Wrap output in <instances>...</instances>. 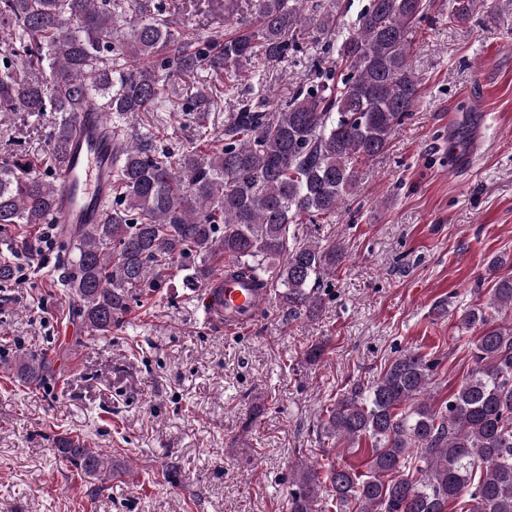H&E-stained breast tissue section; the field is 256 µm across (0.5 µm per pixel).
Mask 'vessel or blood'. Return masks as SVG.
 I'll return each instance as SVG.
<instances>
[{"label":"vessel or blood","mask_w":512,"mask_h":512,"mask_svg":"<svg viewBox=\"0 0 512 512\" xmlns=\"http://www.w3.org/2000/svg\"><path fill=\"white\" fill-rule=\"evenodd\" d=\"M114 150L101 114L82 113L70 157L58 177L55 225L100 222L102 205L112 196ZM202 295L209 316L223 324L225 332L235 333L256 319L270 291L249 280L219 274L204 286Z\"/></svg>","instance_id":"obj_1"}]
</instances>
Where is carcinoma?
Instances as JSON below:
<instances>
[{"instance_id": "cac0c4a2", "label": "carcinoma", "mask_w": 512, "mask_h": 512, "mask_svg": "<svg viewBox=\"0 0 512 512\" xmlns=\"http://www.w3.org/2000/svg\"><path fill=\"white\" fill-rule=\"evenodd\" d=\"M303 3L264 0L256 22L192 47L170 14L143 0H0V25L12 27L0 58V111L60 114L44 157L0 158V232L48 223L50 177L66 162L81 113L102 112L117 143L115 196L101 223L72 228L61 256L63 292L88 330L106 336L123 323L129 288L157 287L160 256L183 263L190 288L229 269L273 288L290 313L321 309V281L336 274L345 251L300 237V225L334 223L358 193L360 167L413 115L421 82L409 56L435 0H368L334 65L277 112L236 113L205 155L191 149L175 158L135 125L162 106L174 79L205 72L203 93L220 96L255 61L286 59L336 23L332 5L306 24ZM483 4L448 0V22H467ZM486 295L459 316L479 334L471 370L448 401L431 407L425 395L436 362L412 350L370 387L345 389L320 426L351 448L371 439L366 473L299 469L288 512H319L325 482L336 512H448L462 495L460 512H512V276ZM10 369L26 387L53 375L45 353L32 350ZM55 451L102 486L122 472L112 455L72 437L58 438Z\"/></svg>"}]
</instances>
